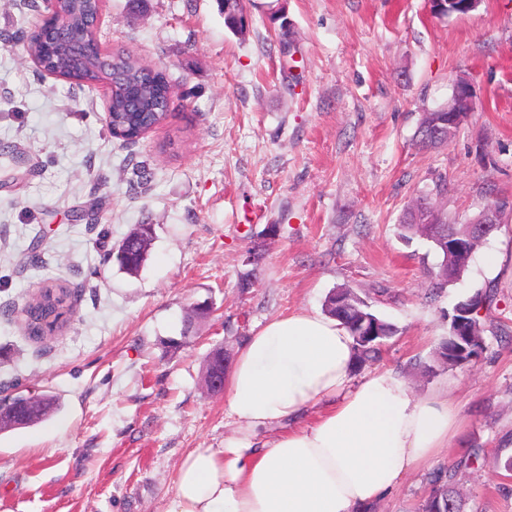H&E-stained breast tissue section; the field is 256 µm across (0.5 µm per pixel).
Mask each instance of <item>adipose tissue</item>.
<instances>
[{"label":"adipose tissue","mask_w":512,"mask_h":512,"mask_svg":"<svg viewBox=\"0 0 512 512\" xmlns=\"http://www.w3.org/2000/svg\"><path fill=\"white\" fill-rule=\"evenodd\" d=\"M353 361L335 318L270 319L227 375L233 435L185 456L162 512H363L447 447L460 428L447 390L416 398L388 371L355 384Z\"/></svg>","instance_id":"ef3b65f1"}]
</instances>
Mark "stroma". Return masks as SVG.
Returning a JSON list of instances; mask_svg holds the SVG:
<instances>
[{
  "label": "stroma",
  "instance_id": "1",
  "mask_svg": "<svg viewBox=\"0 0 512 512\" xmlns=\"http://www.w3.org/2000/svg\"><path fill=\"white\" fill-rule=\"evenodd\" d=\"M248 26H224L217 0H104L101 46L163 70L166 119L126 144L106 122L108 89L40 72L22 44L0 45V399L57 397L49 418L0 431V512H161L183 458L232 436L206 359L235 360L269 319L323 310L353 288L398 332L351 375L389 370L425 396L450 385L461 426L371 512H417L434 471L480 449L460 476L467 512H512V474L496 467L512 434V0L436 16L428 0H245ZM470 118L423 150V112L457 79ZM457 223L490 203L500 226L455 281L427 283L442 257L402 238L407 203ZM153 227L136 275L113 254ZM275 225L276 236L266 234ZM502 254L497 272L484 253ZM38 253L37 265L27 262ZM77 301L43 342L23 329L38 289ZM493 288L482 355L426 375L448 314ZM210 315H193L196 304Z\"/></svg>",
  "mask_w": 512,
  "mask_h": 512
}]
</instances>
